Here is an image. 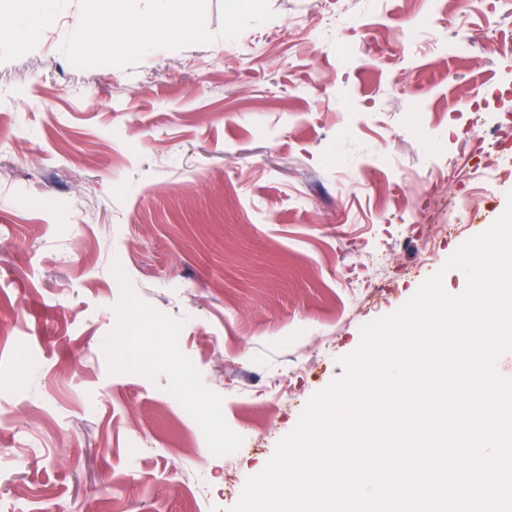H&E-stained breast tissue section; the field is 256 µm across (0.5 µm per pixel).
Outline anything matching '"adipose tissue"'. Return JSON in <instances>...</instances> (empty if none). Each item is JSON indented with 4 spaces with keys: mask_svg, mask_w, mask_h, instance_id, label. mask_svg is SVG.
Segmentation results:
<instances>
[{
    "mask_svg": "<svg viewBox=\"0 0 512 512\" xmlns=\"http://www.w3.org/2000/svg\"><path fill=\"white\" fill-rule=\"evenodd\" d=\"M103 7L99 20L108 32L114 51L136 49L152 53L160 40H205V32L195 25L191 15L180 6V0H151L148 12L141 15L134 36L116 29V21L125 19L136 0H101ZM57 0H0V14L9 17L11 35L15 42H32L36 35V21H49L55 14Z\"/></svg>",
    "mask_w": 512,
    "mask_h": 512,
    "instance_id": "1",
    "label": "adipose tissue"
}]
</instances>
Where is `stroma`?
Instances as JSON below:
<instances>
[{"label":"stroma","mask_w":512,"mask_h":512,"mask_svg":"<svg viewBox=\"0 0 512 512\" xmlns=\"http://www.w3.org/2000/svg\"><path fill=\"white\" fill-rule=\"evenodd\" d=\"M186 6L150 55L81 54L88 0L0 43V512H229L506 208L512 0Z\"/></svg>","instance_id":"stroma-1"}]
</instances>
